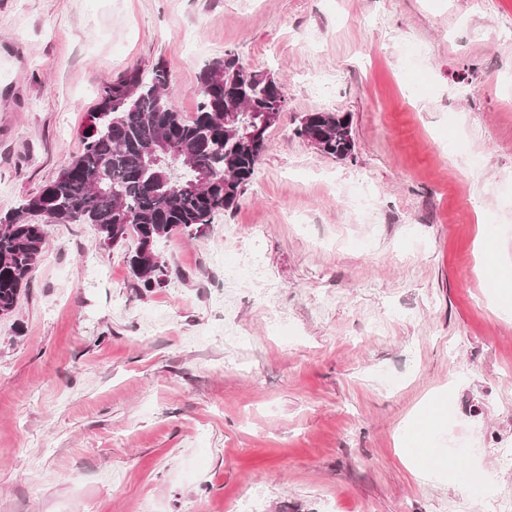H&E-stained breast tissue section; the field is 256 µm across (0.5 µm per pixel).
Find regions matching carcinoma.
Instances as JSON below:
<instances>
[{
	"label": "carcinoma",
	"instance_id": "carcinoma-1",
	"mask_svg": "<svg viewBox=\"0 0 512 512\" xmlns=\"http://www.w3.org/2000/svg\"><path fill=\"white\" fill-rule=\"evenodd\" d=\"M168 70L135 68L105 85L90 111L82 149L37 194L0 216V315L17 306L45 245L48 224H91L107 246L130 244L138 288L165 283L159 240L194 239L221 213L236 208L267 147L270 127L250 141L261 113L283 109L282 85L244 67L231 51L199 74L197 108L184 118L169 93ZM298 137L319 136L316 150L345 160L355 141L345 112L302 117ZM206 181H191L193 171Z\"/></svg>",
	"mask_w": 512,
	"mask_h": 512
}]
</instances>
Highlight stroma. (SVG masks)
Segmentation results:
<instances>
[{
	"mask_svg": "<svg viewBox=\"0 0 512 512\" xmlns=\"http://www.w3.org/2000/svg\"><path fill=\"white\" fill-rule=\"evenodd\" d=\"M512 0H0V214L81 150L105 83L162 63L186 115L234 51L287 93L237 208L157 250L51 224L0 315V512H492L402 457L436 447L512 497ZM352 116L355 157L295 129ZM260 255L282 315L224 269ZM237 326L230 344L224 329ZM433 422L434 419L430 416L414 417L405 427L400 439L401 452L404 457L414 463L418 471L440 467L442 471L452 473L457 467L455 454L443 450L439 457L433 459L429 449L426 448L427 442L431 440L429 433L433 429Z\"/></svg>",
	"mask_w": 512,
	"mask_h": 512,
	"instance_id": "1",
	"label": "stroma"
}]
</instances>
